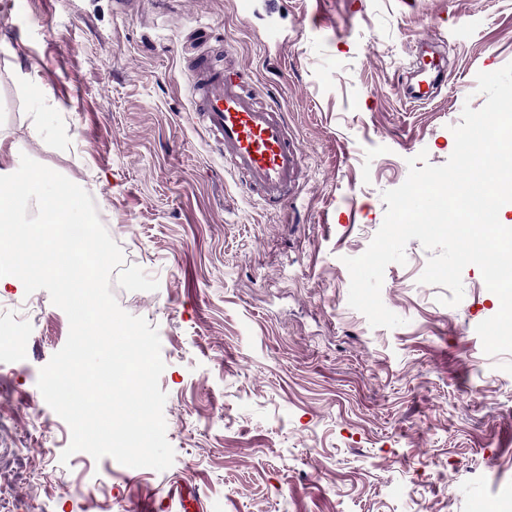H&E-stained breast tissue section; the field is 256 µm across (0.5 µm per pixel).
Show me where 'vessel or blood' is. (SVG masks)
I'll list each match as a JSON object with an SVG mask.
<instances>
[{
	"mask_svg": "<svg viewBox=\"0 0 512 512\" xmlns=\"http://www.w3.org/2000/svg\"><path fill=\"white\" fill-rule=\"evenodd\" d=\"M439 64L418 61L406 93L426 97L435 85L446 82ZM193 110L248 188L265 202H284L302 165V152L289 135L284 113L259 103L255 93L227 75L223 66L201 57L191 72Z\"/></svg>",
	"mask_w": 512,
	"mask_h": 512,
	"instance_id": "obj_1",
	"label": "vessel or blood"
}]
</instances>
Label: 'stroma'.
Instances as JSON below:
<instances>
[{
    "instance_id": "1",
    "label": "stroma",
    "mask_w": 512,
    "mask_h": 512,
    "mask_svg": "<svg viewBox=\"0 0 512 512\" xmlns=\"http://www.w3.org/2000/svg\"><path fill=\"white\" fill-rule=\"evenodd\" d=\"M207 28L210 42L195 28ZM277 39H269V30ZM448 80L403 92L421 43ZM222 52L285 112L304 167L284 206L258 201L198 122L190 66ZM512 62V0H0V153L61 173L121 247L111 291L161 340L174 461L164 471L61 455L70 429L41 369L65 344L47 291L0 290V512H475L512 499V353L476 327L498 297L477 266L464 297L420 283L419 240L381 298L401 326L348 304L345 258L380 229L407 161L449 159L477 75Z\"/></svg>"
}]
</instances>
